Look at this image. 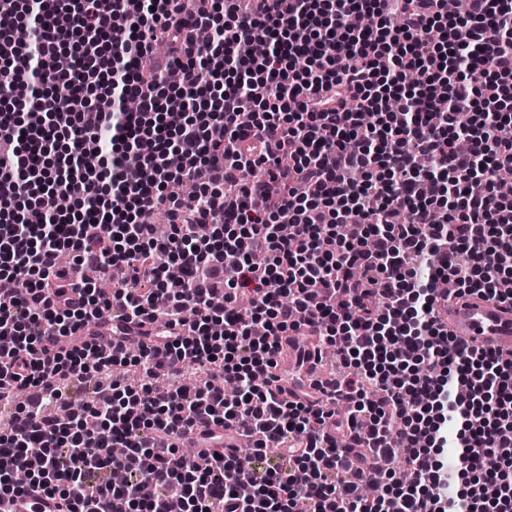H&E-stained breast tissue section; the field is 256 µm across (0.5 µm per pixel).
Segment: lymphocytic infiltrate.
Wrapping results in <instances>:
<instances>
[{"mask_svg":"<svg viewBox=\"0 0 512 512\" xmlns=\"http://www.w3.org/2000/svg\"><path fill=\"white\" fill-rule=\"evenodd\" d=\"M248 41L264 52L243 57ZM504 168L512 0L457 16L444 0H0V498L512 512V356L441 319L453 299L512 302ZM186 179L193 196L171 191ZM111 270L124 285L99 295ZM114 307L161 325L167 359L125 339L62 346ZM308 323L345 373L306 406L276 369ZM216 363L236 395L153 388ZM65 380L90 401L64 402ZM185 436L201 461L179 454ZM373 478L386 491L364 498Z\"/></svg>","mask_w":512,"mask_h":512,"instance_id":"lymphocytic-infiltrate-1","label":"lymphocytic infiltrate"}]
</instances>
